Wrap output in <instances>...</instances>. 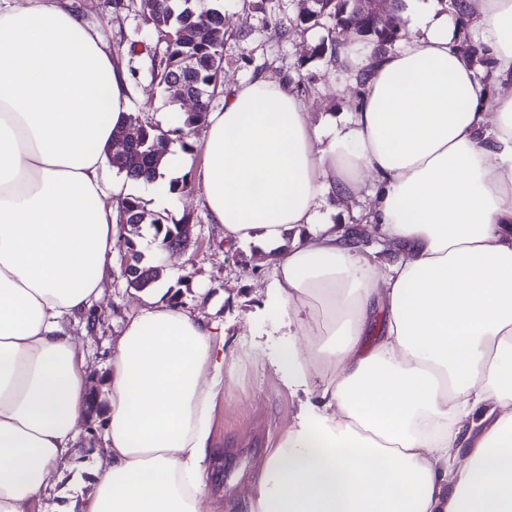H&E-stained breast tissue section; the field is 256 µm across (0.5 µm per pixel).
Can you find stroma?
Masks as SVG:
<instances>
[{
  "instance_id": "stroma-1",
  "label": "stroma",
  "mask_w": 512,
  "mask_h": 512,
  "mask_svg": "<svg viewBox=\"0 0 512 512\" xmlns=\"http://www.w3.org/2000/svg\"><path fill=\"white\" fill-rule=\"evenodd\" d=\"M73 4L100 32L115 62L130 76L129 128L147 121L163 125L173 113L191 110V102L170 103L158 86L154 66L164 45L133 0H73ZM311 5V0H224L223 64L211 110L222 106L227 88L260 75L299 85L313 120L330 112L349 111L355 93L349 78L336 73L316 52L321 42L342 40L344 32L327 20L306 23ZM285 22L292 25L286 36L281 33ZM202 162L200 146L179 152L169 176L184 182L185 187L168 195L165 203H157L151 185L135 183L130 188L152 213L168 216L173 222L189 217L186 247L157 253L153 230L147 224L140 225L131 238L146 262L165 264L158 287L177 292L184 308L223 321L226 348L237 351L248 342L258 351L257 359L242 361L237 381L225 387L214 421L216 435L224 445V459L219 464L224 488L239 496L256 477L264 450L274 447L296 423L300 398L288 390L277 372L276 358L288 338L279 313L263 306L269 255L255 244L225 240L223 229L210 223L196 182ZM125 252L122 246L114 249L89 326L71 327L96 401L81 424L84 437L72 450L64 480L51 491L44 512H59L67 495L88 491L89 472L107 462L98 441L105 406L103 380L109 370L112 341L123 322L139 309L142 294L121 273Z\"/></svg>"
}]
</instances>
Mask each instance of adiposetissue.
<instances>
[{"label":"adipose tissue","instance_id":"ef3b65f1","mask_svg":"<svg viewBox=\"0 0 512 512\" xmlns=\"http://www.w3.org/2000/svg\"><path fill=\"white\" fill-rule=\"evenodd\" d=\"M466 10L489 78L412 0L397 48L341 46L351 111L313 123L293 84L259 77L207 116L203 204L269 253L265 304L292 338L277 368L304 395L250 512H512V0ZM127 91L66 0H0V512H37L92 401L68 326L112 258ZM364 193L382 259L330 218ZM238 360L223 322L149 292L112 349L108 465L63 512H222L207 466Z\"/></svg>","mask_w":512,"mask_h":512}]
</instances>
